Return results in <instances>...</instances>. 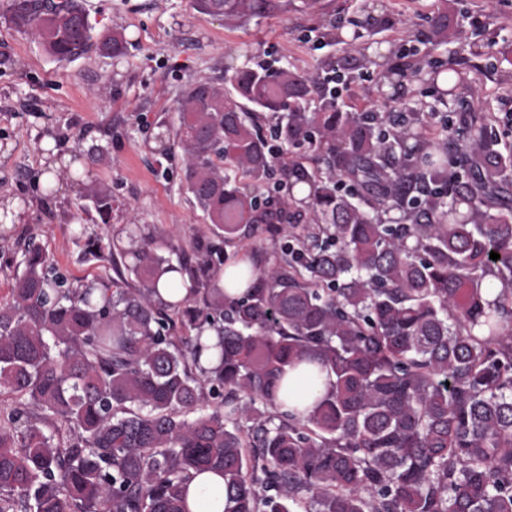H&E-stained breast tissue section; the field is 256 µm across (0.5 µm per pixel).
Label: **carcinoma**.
<instances>
[{"instance_id": "obj_1", "label": "carcinoma", "mask_w": 512, "mask_h": 512, "mask_svg": "<svg viewBox=\"0 0 512 512\" xmlns=\"http://www.w3.org/2000/svg\"><path fill=\"white\" fill-rule=\"evenodd\" d=\"M194 5L232 24L294 7ZM12 22L60 61L125 55L124 35L93 38L80 0H13ZM458 35L444 3L425 43ZM417 54L387 73L418 75ZM375 65L358 49L338 62ZM427 66L441 102L479 82L451 59ZM334 80L262 64L228 88L201 78L158 150L181 149L224 245L259 226L288 236L269 267L223 286L239 249L188 252L136 224L131 252L75 231L79 260L112 278L71 279L40 245L3 258L0 512H188L206 470L224 478V512H512V146L485 115L431 125L404 95L360 111ZM85 199L88 221L109 223L112 187L92 181ZM303 364L328 387L283 411Z\"/></svg>"}]
</instances>
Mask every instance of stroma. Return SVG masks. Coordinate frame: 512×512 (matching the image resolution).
Returning a JSON list of instances; mask_svg holds the SVG:
<instances>
[{"instance_id":"35a3bbf8","label":"stroma","mask_w":512,"mask_h":512,"mask_svg":"<svg viewBox=\"0 0 512 512\" xmlns=\"http://www.w3.org/2000/svg\"><path fill=\"white\" fill-rule=\"evenodd\" d=\"M360 2L312 0L304 10L235 26L198 12L192 0H81L95 34L122 32L127 53L117 59L92 51L60 62L34 31L14 27L12 0H0V199L15 201L27 214L22 224L0 222V250H14L31 237L68 276L94 274V267L79 263L74 235L86 219L84 186L93 180L111 186L115 202L110 225H91V232L105 235L141 224L191 248L206 234L207 220L185 189L180 150L155 154L158 123L175 122L177 100L189 84L207 78L225 86L246 65L323 74L353 42L373 57H395L417 46L438 6V0H373L403 23L357 39L345 20ZM448 11L456 15L461 37L439 47L437 56L479 73L480 99L471 102L472 111L486 113L499 131L512 134V0H450ZM325 19L343 22V43L318 41L314 28ZM478 35L490 46L474 57L468 43ZM339 89L341 102L379 109L392 87L369 69L344 72ZM85 138L110 142L108 158L59 170L52 192H45L33 176L49 146L68 154Z\"/></svg>"}]
</instances>
